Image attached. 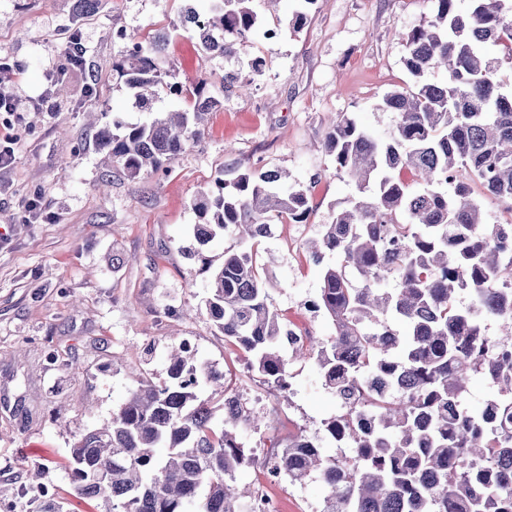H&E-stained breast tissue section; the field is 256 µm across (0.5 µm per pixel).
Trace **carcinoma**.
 <instances>
[{
  "label": "carcinoma",
  "mask_w": 512,
  "mask_h": 512,
  "mask_svg": "<svg viewBox=\"0 0 512 512\" xmlns=\"http://www.w3.org/2000/svg\"><path fill=\"white\" fill-rule=\"evenodd\" d=\"M206 2L185 6L180 25L201 53L236 64L257 28L254 0ZM459 3L436 0L433 19L404 33L414 84L382 98L379 109L396 114L387 139L346 114L328 128L337 174L356 187L312 245L318 263L337 256L322 269L314 304L334 335L316 347L295 345L270 309L253 249L224 254L210 275L208 317L244 350L249 371L280 388L292 362L313 355L340 405L325 433L350 453L327 455L302 434L270 444L290 482L320 476L322 512H512V221L486 223L472 188L512 212V93L501 90L499 61L486 53L497 46L512 60V0ZM97 4L74 0L67 49ZM121 38L130 45L110 66L150 117L112 120L98 147L135 180L186 152L220 103L205 95V80L191 88L179 80L167 58L168 30ZM262 67L259 58L247 71L236 66L224 84L246 91ZM436 71L446 79L428 80ZM162 90L191 95L192 109L154 110ZM193 207L203 220L194 226L199 245L220 231L257 244L273 235L274 221H303L309 199L286 172L247 170L217 181ZM386 280L394 288H382ZM390 317L405 321L408 333L397 334ZM489 320L504 335L489 334ZM475 374L497 388L478 413L463 404ZM202 384L220 386L221 415L198 400ZM237 398L224 373L180 345L165 381L139 377L111 421L70 449L76 497L100 500L106 512H240L234 483L254 463L241 431L263 417L233 405Z\"/></svg>",
  "instance_id": "obj_1"
}]
</instances>
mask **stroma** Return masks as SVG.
Here are the masks:
<instances>
[{
	"label": "stroma",
	"instance_id": "stroma-1",
	"mask_svg": "<svg viewBox=\"0 0 512 512\" xmlns=\"http://www.w3.org/2000/svg\"><path fill=\"white\" fill-rule=\"evenodd\" d=\"M184 7L185 0H99L80 25L87 65L68 74L59 98L54 77L72 0H0V86L21 103L17 114L0 112V136L17 137L0 183V512H103L75 497L69 450L124 403L132 369L164 381L168 354L183 343L235 378L248 407L267 413V424L244 432L246 453L300 433L337 451L323 421L338 405L315 361L293 363L289 390L267 397L263 380L247 373L241 351L209 320L203 261L220 266L225 252L249 243L226 234L198 247L192 201L244 170L283 169L306 188V220H280L259 255L272 308L311 339L331 336V320L312 306L320 266L306 244L355 187L325 148L326 122L345 112L378 137L392 131L394 113L377 106L410 82L402 34L433 17L434 0H257L262 28L242 56L264 66L244 94L225 89L223 59L200 54L178 32L168 54L181 81L206 77L220 106L194 147L131 181L106 167L97 146L113 117L141 118L104 63L123 47L118 32L172 26ZM297 11L307 15L300 30L263 40V28ZM35 196L44 216L29 222L25 204ZM39 466L41 490L32 485ZM270 489L280 512H321L326 496L316 475Z\"/></svg>",
	"mask_w": 512,
	"mask_h": 512
}]
</instances>
